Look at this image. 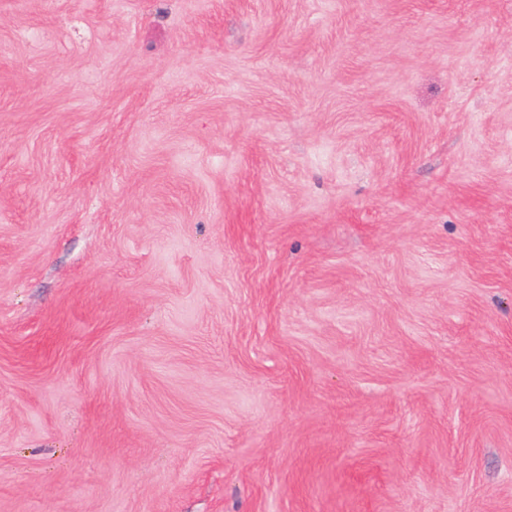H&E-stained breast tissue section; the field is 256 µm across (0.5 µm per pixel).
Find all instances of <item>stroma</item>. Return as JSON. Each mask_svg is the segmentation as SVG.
Returning a JSON list of instances; mask_svg holds the SVG:
<instances>
[{
  "instance_id": "1",
  "label": "stroma",
  "mask_w": 512,
  "mask_h": 512,
  "mask_svg": "<svg viewBox=\"0 0 512 512\" xmlns=\"http://www.w3.org/2000/svg\"><path fill=\"white\" fill-rule=\"evenodd\" d=\"M0 512H512V0H0Z\"/></svg>"
}]
</instances>
